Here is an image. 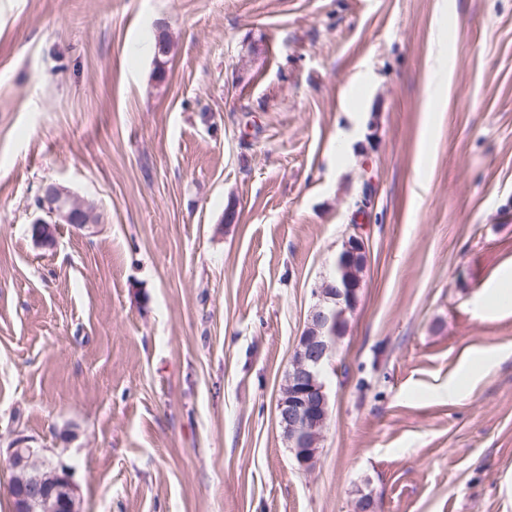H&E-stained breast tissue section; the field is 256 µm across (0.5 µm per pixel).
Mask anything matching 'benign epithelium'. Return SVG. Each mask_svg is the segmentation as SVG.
<instances>
[{"label":"benign epithelium","mask_w":512,"mask_h":512,"mask_svg":"<svg viewBox=\"0 0 512 512\" xmlns=\"http://www.w3.org/2000/svg\"><path fill=\"white\" fill-rule=\"evenodd\" d=\"M73 193L64 186L49 184L40 197L45 216L34 220L40 247L55 245L57 226L88 225L84 208L73 203ZM319 302L310 310L307 327L295 346L285 385L277 402V417L298 466L308 471L317 458L328 420L325 373L337 349L338 310L324 307L330 300L338 306L354 302L345 291L330 288L323 280L315 289ZM14 482L10 494L14 512H80L71 469L46 455L44 448L22 443L9 449Z\"/></svg>","instance_id":"obj_1"}]
</instances>
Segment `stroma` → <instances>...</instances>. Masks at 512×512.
<instances>
[{"label":"stroma","instance_id":"35a3bbf8","mask_svg":"<svg viewBox=\"0 0 512 512\" xmlns=\"http://www.w3.org/2000/svg\"><path fill=\"white\" fill-rule=\"evenodd\" d=\"M50 183L98 221L40 248ZM359 217L302 471L277 401ZM510 269L512 0H0V512L20 438L82 512H512Z\"/></svg>","mask_w":512,"mask_h":512}]
</instances>
